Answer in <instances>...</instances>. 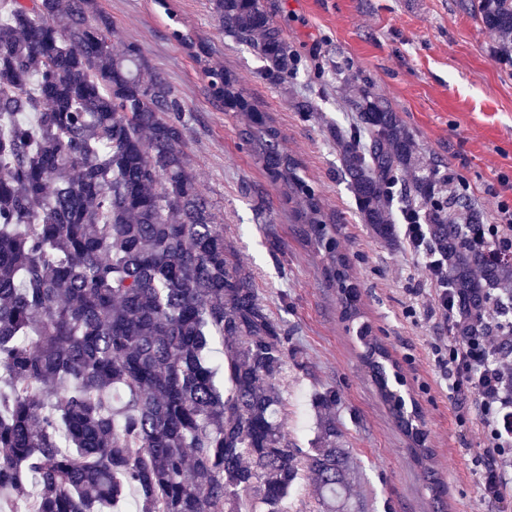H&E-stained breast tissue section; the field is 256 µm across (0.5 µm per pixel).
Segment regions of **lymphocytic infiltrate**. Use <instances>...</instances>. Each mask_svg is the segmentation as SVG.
I'll return each instance as SVG.
<instances>
[{
    "mask_svg": "<svg viewBox=\"0 0 512 512\" xmlns=\"http://www.w3.org/2000/svg\"><path fill=\"white\" fill-rule=\"evenodd\" d=\"M499 221L471 233L481 250L512 254V205L501 204ZM486 327L478 336H451L433 354L454 397L460 430L480 427L484 466L478 476L481 502L495 512H512V397L504 386L502 345L512 337V305L493 303L481 317Z\"/></svg>",
    "mask_w": 512,
    "mask_h": 512,
    "instance_id": "1",
    "label": "lymphocytic infiltrate"
}]
</instances>
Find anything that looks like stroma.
Here are the masks:
<instances>
[{
	"label": "stroma",
	"mask_w": 512,
	"mask_h": 512,
	"mask_svg": "<svg viewBox=\"0 0 512 512\" xmlns=\"http://www.w3.org/2000/svg\"><path fill=\"white\" fill-rule=\"evenodd\" d=\"M98 2L115 28L113 51L137 45L149 68L174 88L199 191L298 356L280 380L289 444L309 447L318 425L314 397L335 390L353 500L365 512H440L407 438L357 357L356 333L340 318L320 254L243 140L244 114L210 95L199 62L172 38L153 0ZM262 3L297 53L293 76L280 83L264 78V61L252 44L225 35L209 0H171L185 27L210 46L209 65L237 73L280 129L284 150L300 160L303 176L336 222L340 249L353 259L365 318L398 361L404 392L420 407L432 467L445 483L441 512H474L482 434L459 432L448 383L432 354L435 344L447 341L448 324L426 311L431 285L422 261L381 242L358 216L331 135L333 128H349L355 114L330 67L342 63L357 82L373 84L422 153L438 161L441 174L462 183L489 224L501 201L512 203V66L487 54L494 38L464 0ZM296 98L312 101L313 112L296 111Z\"/></svg>",
	"instance_id": "35a3bbf8"
}]
</instances>
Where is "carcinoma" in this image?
Wrapping results in <instances>:
<instances>
[{"instance_id": "carcinoma-1", "label": "carcinoma", "mask_w": 512, "mask_h": 512, "mask_svg": "<svg viewBox=\"0 0 512 512\" xmlns=\"http://www.w3.org/2000/svg\"><path fill=\"white\" fill-rule=\"evenodd\" d=\"M0 11V493L10 512H111L135 490L140 512H283L299 475L314 476L317 512L348 503L351 471L336 428V393L315 398L311 448L283 430L277 384L288 337L258 297L252 272L224 240L184 153L174 89L136 45L112 52L96 0H7ZM512 63V0H470ZM224 32L254 42L265 75L293 73L295 54L260 0H212ZM212 97L250 116L244 141L297 205L328 260L361 359L426 486L442 502L415 400L390 387L401 373L361 318L349 257L321 200L281 146L280 130L230 71L203 68ZM358 114L336 152L362 223L396 242L398 199L419 212L426 244L471 336L512 255L480 252L468 229L481 213L425 162L412 132L374 87L346 79ZM224 343L215 383L211 343Z\"/></svg>"}]
</instances>
